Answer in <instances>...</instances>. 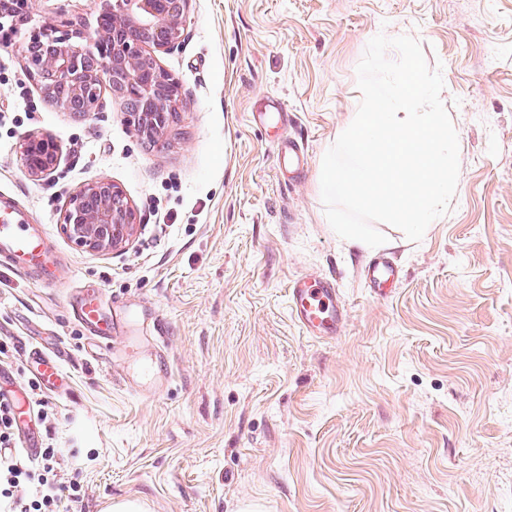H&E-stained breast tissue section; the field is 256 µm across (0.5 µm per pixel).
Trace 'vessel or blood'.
Segmentation results:
<instances>
[{
	"label": "vessel or blood",
	"instance_id": "vessel-or-blood-1",
	"mask_svg": "<svg viewBox=\"0 0 512 512\" xmlns=\"http://www.w3.org/2000/svg\"><path fill=\"white\" fill-rule=\"evenodd\" d=\"M0 267L25 275L46 286L65 277L61 259L50 247L41 225L31 223L27 214L10 202L0 200ZM398 276L397 267L387 258L371 261L366 278L371 287L384 288ZM289 309L301 329L310 336L340 334L345 325L344 304L335 284L326 278L299 276L288 288ZM77 321L98 344L113 346L122 353L148 345L151 353L139 362L128 378L132 388L154 387L167 369L166 357L158 343L159 325L142 322L128 309L113 316L103 296L96 291H78L74 310ZM31 364L44 388L58 391L64 382L59 361L33 353Z\"/></svg>",
	"mask_w": 512,
	"mask_h": 512
}]
</instances>
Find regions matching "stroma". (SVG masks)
<instances>
[{
  "instance_id": "obj_1",
  "label": "stroma",
  "mask_w": 512,
  "mask_h": 512,
  "mask_svg": "<svg viewBox=\"0 0 512 512\" xmlns=\"http://www.w3.org/2000/svg\"><path fill=\"white\" fill-rule=\"evenodd\" d=\"M99 6L42 0L38 15L91 27ZM30 31L0 30V194L75 276L47 287L0 269V369L32 380L33 330L62 358L67 386L36 424L85 489L61 512H512V0H191L180 45L158 56L183 105L154 144L120 99L85 117L49 102L24 69ZM381 32L442 70L460 193L421 241L379 222L388 247L351 248L326 217L322 160ZM271 100L276 125L257 117ZM29 135L59 149L39 177L22 166ZM289 139L300 167L278 156ZM103 176L139 224L112 254L61 228L69 197ZM381 254L400 279L377 297L364 273ZM297 276L335 282V340L290 316ZM78 288L161 320L162 394L128 389L123 362L96 350L70 313Z\"/></svg>"
}]
</instances>
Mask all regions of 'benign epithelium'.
Instances as JSON below:
<instances>
[{"label": "benign epithelium", "mask_w": 512, "mask_h": 512, "mask_svg": "<svg viewBox=\"0 0 512 512\" xmlns=\"http://www.w3.org/2000/svg\"><path fill=\"white\" fill-rule=\"evenodd\" d=\"M38 0H0V19L17 5L30 14ZM190 0H111L110 25L93 34L66 20L43 24L30 37L38 50L24 56L29 79L60 109L86 116L105 107V94L119 97L136 136L153 141L165 133V119L179 111L181 85L157 54L179 45ZM26 172L38 177L57 160L49 137L29 135L22 146ZM61 226L79 247L114 252L137 229L136 213L123 189L107 177L74 192Z\"/></svg>", "instance_id": "1"}]
</instances>
